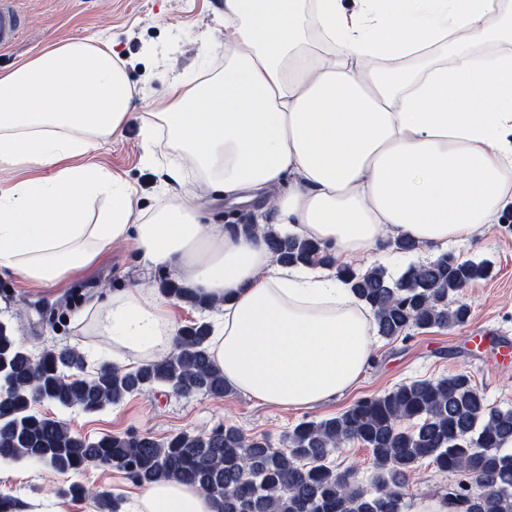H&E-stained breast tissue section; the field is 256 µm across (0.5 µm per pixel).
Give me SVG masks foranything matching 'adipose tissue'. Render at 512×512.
<instances>
[{"mask_svg":"<svg viewBox=\"0 0 512 512\" xmlns=\"http://www.w3.org/2000/svg\"><path fill=\"white\" fill-rule=\"evenodd\" d=\"M224 18L223 74L173 81L140 127L210 193L274 197L276 230L337 264L405 237L435 253L512 206V0H224ZM435 49L446 63L426 65ZM132 92L109 38L60 41L0 73V272L53 288L131 244L143 280L90 292L76 324L119 352L168 353L178 327L146 282L162 268L213 300L210 352L238 392L298 410L342 397L372 361L375 319L334 267L276 263L261 233L204 223L195 195L145 212L125 178L90 163L125 128ZM136 512L216 509L165 482Z\"/></svg>","mask_w":512,"mask_h":512,"instance_id":"obj_1","label":"adipose tissue"}]
</instances>
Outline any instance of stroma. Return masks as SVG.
<instances>
[{
	"instance_id": "35a3bbf8",
	"label": "stroma",
	"mask_w": 512,
	"mask_h": 512,
	"mask_svg": "<svg viewBox=\"0 0 512 512\" xmlns=\"http://www.w3.org/2000/svg\"><path fill=\"white\" fill-rule=\"evenodd\" d=\"M16 7L23 27L17 43L0 51L1 72L14 69L61 39H115V49L136 89L132 100L135 118L121 136L101 144L95 162L123 175L149 211L166 194L204 193L203 178L194 169H187L182 182L169 180L168 167L177 160L174 153L160 149L154 159H146L139 127L141 118L154 111L174 78L183 75L197 80L223 71V50L211 53L207 46L224 37V0H17ZM203 207L207 224H241L254 212L252 205L232 204L213 195H205ZM449 251L462 260L488 259L494 264L491 278L472 282L461 293L470 309L467 321L453 328L414 330L405 337L373 336V361L355 387L321 408L285 410L235 391L222 397H181L158 387L96 413L52 405L46 411L92 439L127 432L161 439L181 431L207 433L233 425L246 436L267 437L277 447L301 420L339 415L360 398L413 380L464 373L491 407L512 409V363H496L491 349L468 342L469 336L478 333L512 346V226L491 225L487 234L450 246ZM140 276L137 253L129 245L113 246L83 279L49 290L35 289L11 273L0 272V311L21 308V316L14 320L15 332L32 352L72 345L85 352L93 364L113 358L112 347L91 329L74 325L77 306L70 301L73 290L93 286L114 291ZM330 462L337 471H353L364 489L374 490L376 471L363 445L347 444ZM451 480V475L433 465L417 466L404 488L406 512H418L422 503L441 499ZM74 481L86 487V496L78 501L60 496V489ZM105 489L124 497L128 512H133L141 488L116 469L92 466L62 475L34 463L0 462V497L14 498L25 512H100L95 495Z\"/></svg>"
}]
</instances>
